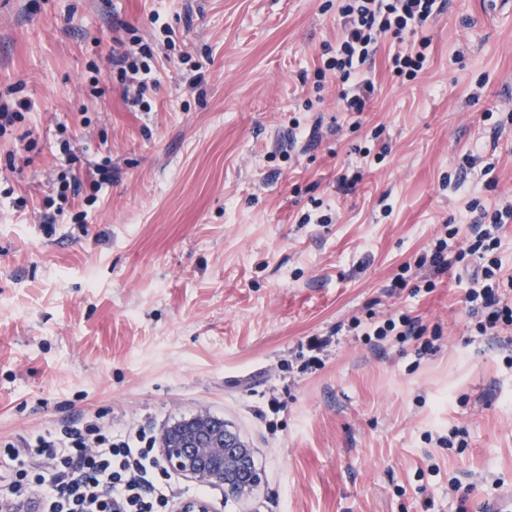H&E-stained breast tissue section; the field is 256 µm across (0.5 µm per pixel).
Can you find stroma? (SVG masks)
<instances>
[{
	"instance_id": "stroma-1",
	"label": "stroma",
	"mask_w": 512,
	"mask_h": 512,
	"mask_svg": "<svg viewBox=\"0 0 512 512\" xmlns=\"http://www.w3.org/2000/svg\"><path fill=\"white\" fill-rule=\"evenodd\" d=\"M421 35L412 81L380 42L355 114L315 77L337 0H0V113L24 114L0 131V443L223 418L259 485L161 469L165 512H484L512 491V326L478 335L457 269L416 264L468 200H512V0H447ZM137 43L140 107L112 71ZM398 311L425 335L373 347ZM420 49H398L391 56L392 72L397 77H403L407 81L417 78L424 69L427 59L424 50L428 47V41L424 38L419 41Z\"/></svg>"
}]
</instances>
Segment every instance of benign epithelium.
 I'll use <instances>...</instances> for the list:
<instances>
[{
	"mask_svg": "<svg viewBox=\"0 0 512 512\" xmlns=\"http://www.w3.org/2000/svg\"><path fill=\"white\" fill-rule=\"evenodd\" d=\"M166 468L197 483L244 496L259 482L253 450L223 420L206 411L167 425L159 437ZM176 512H216L206 498H190Z\"/></svg>",
	"mask_w": 512,
	"mask_h": 512,
	"instance_id": "benign-epithelium-1",
	"label": "benign epithelium"
}]
</instances>
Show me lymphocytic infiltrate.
Returning <instances> with one entry per match:
<instances>
[{"mask_svg": "<svg viewBox=\"0 0 512 512\" xmlns=\"http://www.w3.org/2000/svg\"><path fill=\"white\" fill-rule=\"evenodd\" d=\"M443 9L442 0H338L342 35L318 78L331 76L341 83L344 111L364 112L376 92L366 65L382 37L404 41ZM459 221L469 227L467 248L453 250L457 230L449 228L446 237L436 239L428 262L441 272L471 257L479 260L481 270L466 301L471 313L482 316L478 334L491 335L499 325L512 326V306L503 300L512 276L501 274V240L493 234L512 223V202L489 210L471 199ZM144 440L141 431L131 441L113 437L111 425L97 418L63 425L27 443L32 469L17 472L8 482L9 492L18 498L38 494L41 512H160L168 503L167 490L151 478L152 457Z\"/></svg>", "mask_w": 512, "mask_h": 512, "instance_id": "lymphocytic-infiltrate-1", "label": "lymphocytic infiltrate"}]
</instances>
